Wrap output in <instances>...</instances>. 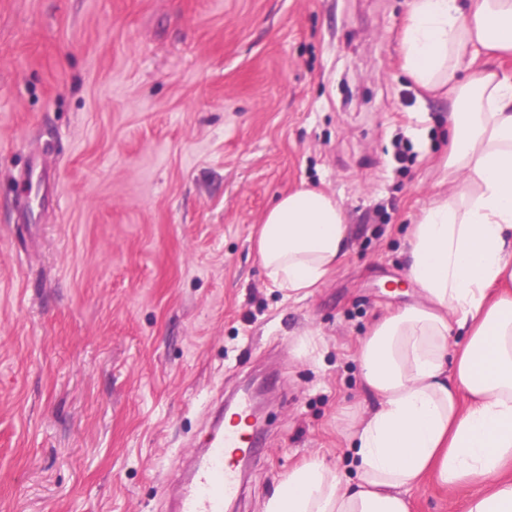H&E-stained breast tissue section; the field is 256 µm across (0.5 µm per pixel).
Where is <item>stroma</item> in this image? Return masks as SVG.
I'll use <instances>...</instances> for the list:
<instances>
[{
    "label": "stroma",
    "instance_id": "35a3bbf8",
    "mask_svg": "<svg viewBox=\"0 0 512 512\" xmlns=\"http://www.w3.org/2000/svg\"><path fill=\"white\" fill-rule=\"evenodd\" d=\"M409 0H0V512H167L215 411L266 382L232 512H262L374 403L357 343L418 303L413 224L463 186ZM336 198L342 263L287 296L257 226ZM478 480L407 491L465 512Z\"/></svg>",
    "mask_w": 512,
    "mask_h": 512
}]
</instances>
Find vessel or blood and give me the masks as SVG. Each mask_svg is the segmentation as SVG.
<instances>
[{"mask_svg": "<svg viewBox=\"0 0 512 512\" xmlns=\"http://www.w3.org/2000/svg\"><path fill=\"white\" fill-rule=\"evenodd\" d=\"M261 436L216 428L208 446L185 474L171 512H224L226 501L240 490L239 459L257 450Z\"/></svg>", "mask_w": 512, "mask_h": 512, "instance_id": "b4317fda", "label": "vessel or blood"}]
</instances>
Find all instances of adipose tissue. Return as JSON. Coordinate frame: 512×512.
Returning <instances> with one entry per match:
<instances>
[{"instance_id":"ef3b65f1","label":"adipose tissue","mask_w":512,"mask_h":512,"mask_svg":"<svg viewBox=\"0 0 512 512\" xmlns=\"http://www.w3.org/2000/svg\"><path fill=\"white\" fill-rule=\"evenodd\" d=\"M402 48L415 83L452 99L447 166L465 186L413 228L407 274L421 303L359 341L377 404L351 433L356 482L315 457L263 512H409L406 491L431 476L485 483L466 512H512V83L476 66L483 53L512 57V0H410ZM465 64L474 72L458 79ZM255 249L274 287H319L347 252L343 210L298 188L265 213ZM455 328L467 333L458 349L448 344Z\"/></svg>"}]
</instances>
